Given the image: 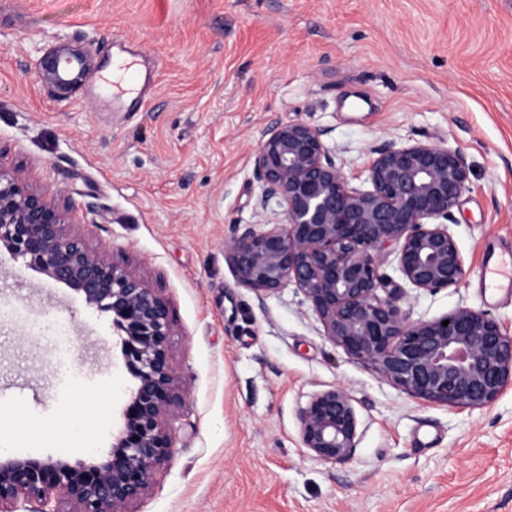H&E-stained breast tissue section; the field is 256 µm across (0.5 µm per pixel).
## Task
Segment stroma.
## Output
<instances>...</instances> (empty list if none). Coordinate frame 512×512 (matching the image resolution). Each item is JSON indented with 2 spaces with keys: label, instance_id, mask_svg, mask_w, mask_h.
Returning <instances> with one entry per match:
<instances>
[{
  "label": "stroma",
  "instance_id": "stroma-1",
  "mask_svg": "<svg viewBox=\"0 0 512 512\" xmlns=\"http://www.w3.org/2000/svg\"><path fill=\"white\" fill-rule=\"evenodd\" d=\"M63 44L93 72L58 99L36 62ZM297 119L350 176L387 142L461 150L470 188L449 228L464 279L411 288L390 249L381 270L412 319L467 306L512 331V289L480 283L487 259L512 255V0H0V169L66 191L89 247L171 303L189 398L172 459L130 512H512V387L481 410L422 402L331 342L296 288L236 285L224 239L257 221L254 150ZM1 304L0 406L46 433L0 446L107 456L134 383L111 321L4 249ZM49 324L73 336L67 363L40 337ZM333 385L359 425L353 458L331 465L302 447L298 413Z\"/></svg>",
  "mask_w": 512,
  "mask_h": 512
}]
</instances>
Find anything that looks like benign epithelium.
<instances>
[{
  "label": "benign epithelium",
  "mask_w": 512,
  "mask_h": 512,
  "mask_svg": "<svg viewBox=\"0 0 512 512\" xmlns=\"http://www.w3.org/2000/svg\"><path fill=\"white\" fill-rule=\"evenodd\" d=\"M92 69L85 52L67 45L37 61L40 79L58 98ZM324 135L303 119L264 132L254 153L263 182L257 209L276 201L281 222L234 226L224 252L236 283L260 297L294 285L334 344L411 397L454 409L490 406L512 386V334L463 306L413 320L399 295L379 294V255L390 246L415 289L433 292L463 280L448 220L470 185L464 154L433 142L373 147L364 186L357 187ZM0 247L108 315L135 380L105 459L72 464L0 453V512H17L20 504L27 512H61L62 499L73 512H127L171 459L178 443L172 418L189 395L173 365L170 303L137 268L91 250L72 230L69 207L31 189L18 171L0 169ZM298 423L312 457L335 464L354 455L358 418L345 388L314 393Z\"/></svg>",
  "instance_id": "1"
}]
</instances>
